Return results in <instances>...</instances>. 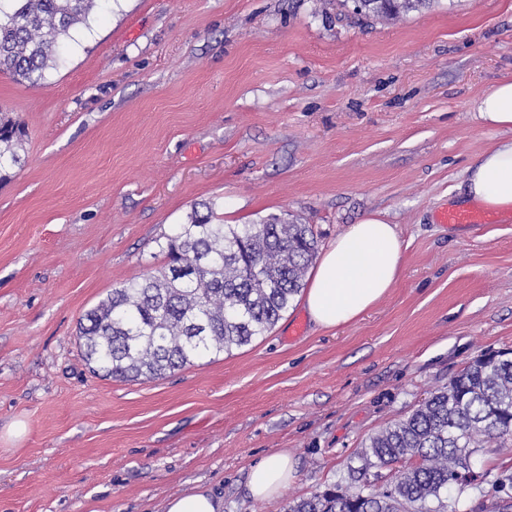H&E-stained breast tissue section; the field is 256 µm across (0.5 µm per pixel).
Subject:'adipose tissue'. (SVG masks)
<instances>
[{
    "label": "adipose tissue",
    "instance_id": "adipose-tissue-1",
    "mask_svg": "<svg viewBox=\"0 0 512 512\" xmlns=\"http://www.w3.org/2000/svg\"><path fill=\"white\" fill-rule=\"evenodd\" d=\"M477 117L507 133L468 168L465 200L512 210V76L503 77L478 102ZM401 242L394 225L373 215L350 225L323 252L306 290L304 305L314 322L330 329L351 324L374 306L400 274ZM296 475L288 451L262 456L251 468L247 490L257 500L282 494Z\"/></svg>",
    "mask_w": 512,
    "mask_h": 512
}]
</instances>
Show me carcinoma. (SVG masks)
Wrapping results in <instances>:
<instances>
[{
  "instance_id": "carcinoma-1",
  "label": "carcinoma",
  "mask_w": 512,
  "mask_h": 512,
  "mask_svg": "<svg viewBox=\"0 0 512 512\" xmlns=\"http://www.w3.org/2000/svg\"><path fill=\"white\" fill-rule=\"evenodd\" d=\"M0 0V72L37 82L61 41L87 23L98 0ZM426 0H358L365 17L420 9ZM20 122L0 121V181L21 164ZM166 264L124 282L79 320L77 340L93 372L135 382L156 379L269 333L316 257L309 224L288 214L254 224H214L193 209L161 246ZM512 448V352L479 355L404 418L375 432L341 486L299 499L289 512H459L487 474L475 455L486 444ZM378 473L372 475L370 470ZM395 471L378 488L370 477Z\"/></svg>"
}]
</instances>
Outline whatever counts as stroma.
I'll list each match as a JSON object with an SVG mask.
<instances>
[{
  "mask_svg": "<svg viewBox=\"0 0 512 512\" xmlns=\"http://www.w3.org/2000/svg\"><path fill=\"white\" fill-rule=\"evenodd\" d=\"M509 74L512 0L377 20L344 0H105L40 82L0 73V113L25 129L0 182V512H166L198 485L224 512H288L349 486L363 442L428 391L512 350V213L438 221L504 138L476 103ZM202 202L221 224L291 212L322 249L381 216L401 274L344 327L298 296L231 354L154 380L93 374L80 318L163 267ZM282 449L295 479L251 498L253 463ZM476 460L490 480L460 512L512 473L495 446Z\"/></svg>",
  "mask_w": 512,
  "mask_h": 512,
  "instance_id": "35a3bbf8",
  "label": "stroma"
}]
</instances>
